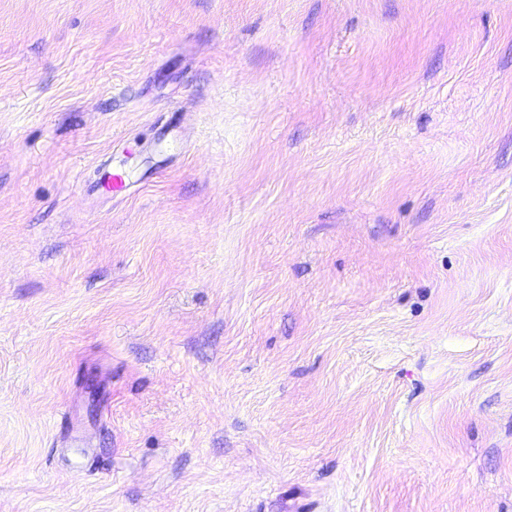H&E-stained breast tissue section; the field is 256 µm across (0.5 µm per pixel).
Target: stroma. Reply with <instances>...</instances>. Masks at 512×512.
Masks as SVG:
<instances>
[{"mask_svg":"<svg viewBox=\"0 0 512 512\" xmlns=\"http://www.w3.org/2000/svg\"><path fill=\"white\" fill-rule=\"evenodd\" d=\"M0 512H512V0H0Z\"/></svg>","mask_w":512,"mask_h":512,"instance_id":"1","label":"stroma"}]
</instances>
